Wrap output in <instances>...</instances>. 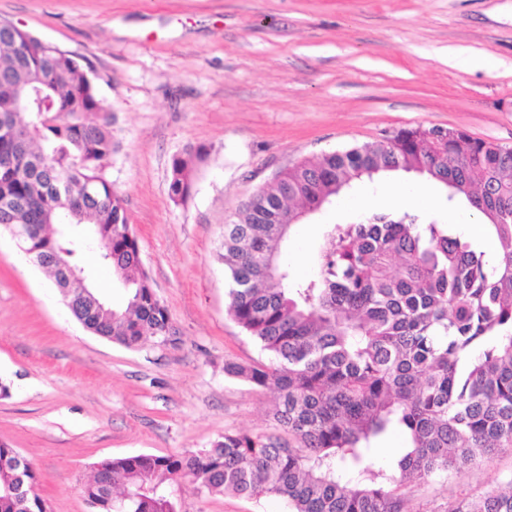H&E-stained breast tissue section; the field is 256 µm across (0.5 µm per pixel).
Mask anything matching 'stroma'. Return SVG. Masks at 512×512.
Wrapping results in <instances>:
<instances>
[{
    "mask_svg": "<svg viewBox=\"0 0 512 512\" xmlns=\"http://www.w3.org/2000/svg\"><path fill=\"white\" fill-rule=\"evenodd\" d=\"M8 20L90 67L116 116L105 170L170 316L166 343L129 349L86 330L0 231V441L28 458L50 512H91L82 486L105 459L194 452L264 432L270 392L224 371L263 360L227 313L224 226L276 173L417 126L512 145V0H0ZM492 69L459 71L458 51ZM205 147L183 202L174 155ZM336 202L299 226L295 279L313 276ZM512 477V455L403 487L412 512H448ZM184 512H286L277 499L181 490Z\"/></svg>",
    "mask_w": 512,
    "mask_h": 512,
    "instance_id": "obj_1",
    "label": "stroma"
}]
</instances>
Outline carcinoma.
Wrapping results in <instances>:
<instances>
[{"instance_id": "cac0c4a2", "label": "carcinoma", "mask_w": 512, "mask_h": 512, "mask_svg": "<svg viewBox=\"0 0 512 512\" xmlns=\"http://www.w3.org/2000/svg\"><path fill=\"white\" fill-rule=\"evenodd\" d=\"M111 109L73 55L0 21V228L51 276L48 257L99 252L129 290L125 307L91 311L83 290L55 282L72 315L127 348L167 340L170 317L151 288L123 198L105 177L121 142ZM448 137V150L430 148ZM202 150L176 155L170 193L185 201ZM416 173L484 218L493 251L414 211L330 224L316 274L293 278L282 255L300 213L332 203L355 180ZM89 224L93 239L53 232ZM228 314L269 363L224 371L274 396L270 432L226 433L190 454L99 462L83 485L96 512H179L168 487L201 496L274 497L289 512H411L410 480L471 469L512 452V147L417 126L279 172L224 225ZM404 439L387 471L375 445ZM36 472L0 442V512H43ZM448 512H512V477Z\"/></svg>"}]
</instances>
